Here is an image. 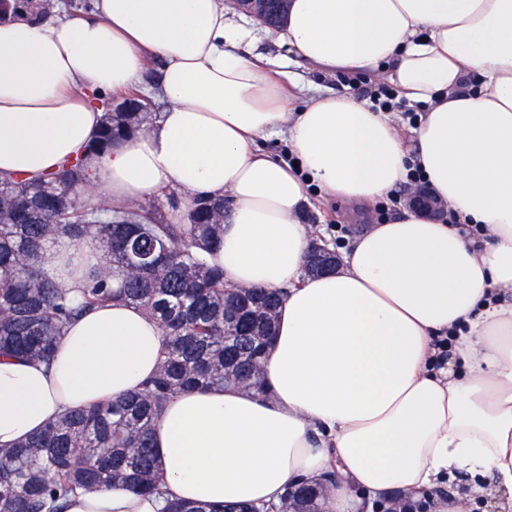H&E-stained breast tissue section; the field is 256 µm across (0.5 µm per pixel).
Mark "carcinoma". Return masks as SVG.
I'll return each instance as SVG.
<instances>
[{
  "label": "carcinoma",
  "mask_w": 512,
  "mask_h": 512,
  "mask_svg": "<svg viewBox=\"0 0 512 512\" xmlns=\"http://www.w3.org/2000/svg\"><path fill=\"white\" fill-rule=\"evenodd\" d=\"M146 112H106L91 153L144 130ZM92 173L81 158L38 181L0 179V355L47 361L56 336L86 308L127 301L157 319L167 345L139 391L62 416L14 448L0 450V512H61L77 490L159 493L151 432L176 393L234 384L267 393L262 380L280 292L233 288L206 254L223 227L224 201L200 200L183 224L137 203L122 209L78 196ZM99 240L105 263L70 297L46 269L55 247ZM323 484L287 488L275 512H322ZM165 512H254L244 504L174 503Z\"/></svg>",
  "instance_id": "carcinoma-1"
}]
</instances>
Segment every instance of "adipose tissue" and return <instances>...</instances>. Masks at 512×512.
I'll use <instances>...</instances> for the list:
<instances>
[{
	"label": "adipose tissue",
	"instance_id": "1",
	"mask_svg": "<svg viewBox=\"0 0 512 512\" xmlns=\"http://www.w3.org/2000/svg\"><path fill=\"white\" fill-rule=\"evenodd\" d=\"M274 33L323 74L381 76L423 105L419 123L312 89L253 50L224 0H94L82 17L0 19V176L35 180L84 155L116 206L168 187L189 206L227 199L212 263L227 284L286 291L267 394L190 390L164 408L163 498L81 491L64 512L260 506L330 470L325 512H372L397 493L467 512L491 488L512 491V0H289ZM154 64L161 118L89 154L98 96H121ZM271 137L289 159L262 148ZM413 166L451 217L403 208L355 236L334 272L306 275L305 210L331 199L371 210ZM101 257L87 239L46 267L76 294ZM163 347L155 318L103 302L66 324L50 362L0 356V448L139 390ZM461 471L488 483L437 494ZM254 508L244 504L215 506L202 502L168 504L164 512H254Z\"/></svg>",
	"mask_w": 512,
	"mask_h": 512
}]
</instances>
